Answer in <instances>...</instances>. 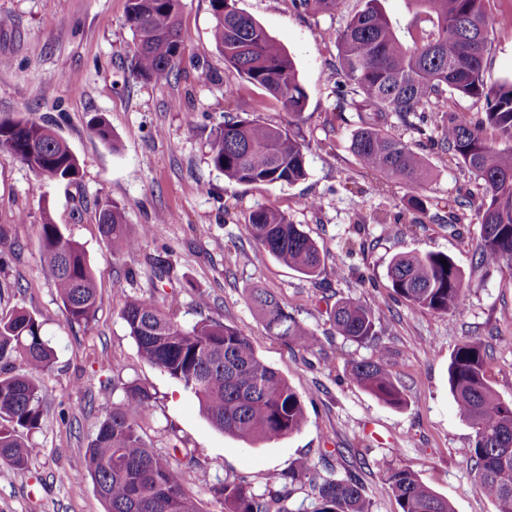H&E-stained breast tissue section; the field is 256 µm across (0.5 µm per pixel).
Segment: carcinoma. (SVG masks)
<instances>
[{"mask_svg":"<svg viewBox=\"0 0 512 512\" xmlns=\"http://www.w3.org/2000/svg\"><path fill=\"white\" fill-rule=\"evenodd\" d=\"M338 0H291L295 10L316 17L336 11ZM415 15L403 41L381 0L347 19L338 35L336 95L339 110L349 106L368 113L352 137L351 148L362 168L410 189L406 209L425 215L424 184L431 175L430 148L458 165L475 181L474 217L481 226L479 265L512 263V79L487 81L490 30L501 19L487 10L489 0H409ZM211 38L224 61L253 85L265 89L298 117L306 93L291 57L235 0H210ZM180 0H128L127 23L133 34L130 71L138 79L163 84L181 63ZM481 105L476 119L448 111V96ZM418 135L404 140L392 120ZM103 143L117 149L108 123L90 121ZM0 151L23 162L39 183L75 181L80 163L67 141L51 126L35 121L0 123ZM307 146L282 125L259 120H227L213 130L210 160L237 184L292 185L307 176ZM112 254L136 249L138 234L129 231L125 212L106 203L98 215ZM249 238L281 264L313 278L321 255L316 242L280 210L264 206L244 224ZM42 258L71 324L88 326L95 318L97 283L83 247L45 213L40 224ZM397 297L420 309L453 314L464 305L465 283L453 259L443 252H407L395 256L387 271ZM250 300L266 330L303 352L322 347L314 331L275 297L255 292ZM174 305L162 307L151 296H130L121 318L141 357L177 380L198 399L217 430L247 444L271 442L299 431L306 422L302 396L256 353L240 330L211 318L181 324ZM336 334L373 348L371 357L354 361L349 381L384 404L401 408L403 390L378 346L375 310L354 300L336 302L329 312ZM54 360L42 323L21 309L0 311V463L27 469L29 437L43 417L38 375ZM20 363L24 373L13 372ZM448 384L460 416L475 431L464 453L473 461L474 480L496 504L512 512V402L489 384L481 341L466 339L449 357ZM121 397L101 403L103 420L84 453L83 465L94 480L106 512H202L183 487L184 468L171 455L147 446L139 420L153 410L154 394L129 382ZM386 483L400 512H454L448 499L421 482L409 469H391ZM308 486L297 503V486ZM219 512H371L363 485L319 473L318 465L300 460L274 475L264 488L244 476L224 478L208 488Z\"/></svg>","mask_w":512,"mask_h":512,"instance_id":"cac0c4a2","label":"carcinoma"}]
</instances>
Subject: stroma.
Instances as JSON below:
<instances>
[{
  "label": "stroma",
  "mask_w": 512,
  "mask_h": 512,
  "mask_svg": "<svg viewBox=\"0 0 512 512\" xmlns=\"http://www.w3.org/2000/svg\"><path fill=\"white\" fill-rule=\"evenodd\" d=\"M292 57L307 105L296 131L308 146V176L293 185L229 182L210 161L211 131L225 116L284 125L288 113L263 88L242 79L217 51L210 0H181L183 61L169 82L135 79L129 69L132 32L127 0H0V122L47 121L81 165L77 182L37 186L31 170L0 153V228L17 244L0 268V310L21 308L43 324L56 352L40 374L44 416L31 437L24 472L0 464V512H105L83 456L116 383L136 382L156 396L142 423L154 449L193 454L186 493L203 512H217L207 493L224 477L246 476L263 487L298 460L321 473L356 476L372 512H399L385 475L407 468L455 512H496L475 484L463 453L474 431L456 413L448 359L463 340H481L487 377L512 400V267L481 268L480 226L458 206L472 192L469 175L429 153L428 214L405 209L409 190L363 170L351 149L365 113L336 109L333 71L338 33L364 0H341L331 15L311 18L290 0H236ZM233 101H225L227 86ZM104 116L119 147L94 137L89 121ZM316 209L304 208L307 198ZM113 201L131 230L171 212L160 237L112 255L98 225V207ZM273 206L318 245L323 265L307 278L249 239L243 225ZM79 242L93 269L99 307L89 326L68 323L41 258L43 211ZM408 251L450 255L469 288L463 309L433 313L397 300L387 278L392 258ZM263 289L321 337L322 352L304 353L270 336L250 302ZM177 299V317L191 325L210 317L250 336L258 355L306 401L307 422L285 439L250 445L207 421L197 398L139 354L121 317L127 297ZM374 306L386 362L406 395L390 407L351 384L352 361L370 348L333 336L328 302Z\"/></svg>",
  "instance_id": "35a3bbf8"
}]
</instances>
